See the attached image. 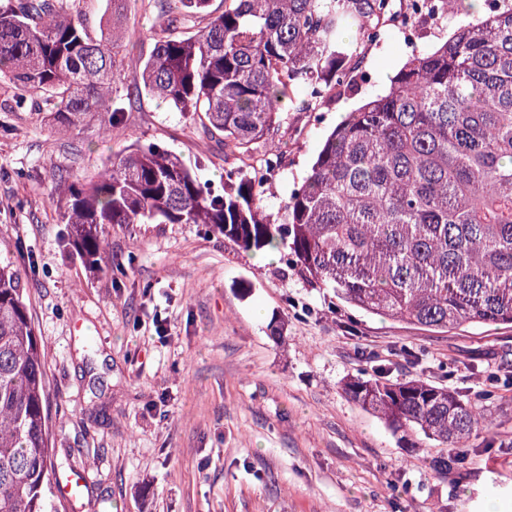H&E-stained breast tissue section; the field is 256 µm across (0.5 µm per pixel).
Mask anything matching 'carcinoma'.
Wrapping results in <instances>:
<instances>
[{
    "label": "carcinoma",
    "mask_w": 512,
    "mask_h": 512,
    "mask_svg": "<svg viewBox=\"0 0 512 512\" xmlns=\"http://www.w3.org/2000/svg\"><path fill=\"white\" fill-rule=\"evenodd\" d=\"M79 0H9L0 6V80L13 107L32 105L59 131L92 121L122 125L113 85L136 63L140 91L224 136L241 165L224 192L202 185L158 143L136 144L104 162L95 180L61 174L51 190L63 242L98 269L112 224H203L246 254L286 247L285 262L371 315L430 330L512 324V0H482L481 16L412 55L388 89L347 113L284 204L265 213L263 158L282 152L284 101L311 112L345 85L346 64L382 23L387 0H179L145 59L122 53L127 0H105L94 34ZM251 169V173L243 169ZM345 394L380 414L409 448L439 441L452 469L459 449L489 428L460 393L383 370L344 383ZM43 339L24 301L21 274L0 264V512H53Z\"/></svg>",
    "instance_id": "carcinoma-1"
}]
</instances>
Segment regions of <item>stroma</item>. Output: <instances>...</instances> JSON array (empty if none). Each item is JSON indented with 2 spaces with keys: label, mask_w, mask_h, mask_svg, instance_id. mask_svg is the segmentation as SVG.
I'll return each mask as SVG.
<instances>
[{
  "label": "stroma",
  "mask_w": 512,
  "mask_h": 512,
  "mask_svg": "<svg viewBox=\"0 0 512 512\" xmlns=\"http://www.w3.org/2000/svg\"><path fill=\"white\" fill-rule=\"evenodd\" d=\"M423 25L416 45L397 32L361 49L359 69L317 112H292L283 167L263 204L282 205L345 112L382 92L412 52L451 23ZM160 20L129 0L124 43L147 56ZM0 83V259L19 269L46 344L49 442L56 473H85L58 512H512V326L429 330L360 312L307 282L279 252L243 253L198 224H113L106 267L84 269L64 248L52 181L97 176L106 158L159 141L201 181L224 185L232 149L199 122L147 96L123 128L62 133L10 108ZM282 325L275 338L273 325ZM384 369L478 402L490 432L465 445L462 468L438 471L448 449L415 456L344 382Z\"/></svg>",
  "instance_id": "35a3bbf8"
}]
</instances>
